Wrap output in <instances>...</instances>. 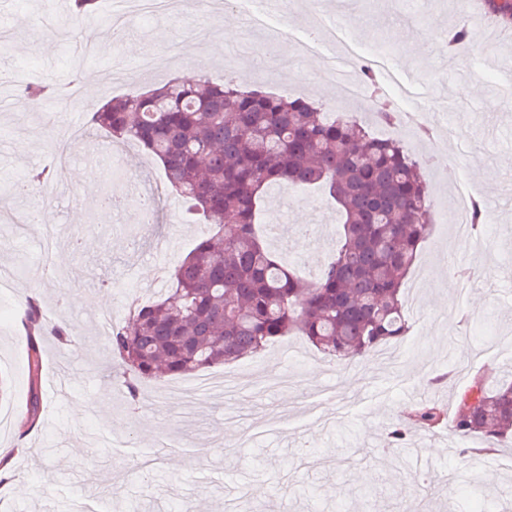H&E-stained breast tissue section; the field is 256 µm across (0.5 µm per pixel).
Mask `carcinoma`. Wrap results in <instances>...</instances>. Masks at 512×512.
<instances>
[{
	"instance_id": "carcinoma-1",
	"label": "carcinoma",
	"mask_w": 512,
	"mask_h": 512,
	"mask_svg": "<svg viewBox=\"0 0 512 512\" xmlns=\"http://www.w3.org/2000/svg\"><path fill=\"white\" fill-rule=\"evenodd\" d=\"M512 24V0H487ZM97 0H72L75 19L96 12ZM65 83L22 84L34 110L67 96ZM88 122L121 144L133 143L162 166L168 187L188 218L209 231L170 271V288L129 308L125 325L105 337L109 368L125 378L128 397L138 382L162 374L190 375L237 361L293 332L338 360L365 359L408 333L407 275L431 223L421 163L396 135L377 137L373 123L393 125L380 104L371 118L346 117L288 98L243 89L233 78L170 80L145 92L113 98L86 111ZM47 183L33 171L16 192ZM319 185L336 202L341 242L312 280L284 265L259 237L258 205L267 188ZM28 349V422L39 411L36 382L40 342L72 343L64 325L48 327L34 298L23 308ZM479 438L493 451L512 438V381L492 386L480 376L460 393L453 418L425 399L404 411L387 432L400 447L410 429Z\"/></svg>"
}]
</instances>
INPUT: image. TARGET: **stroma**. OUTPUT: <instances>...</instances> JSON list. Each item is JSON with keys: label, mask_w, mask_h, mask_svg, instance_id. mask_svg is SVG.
I'll use <instances>...</instances> for the list:
<instances>
[{"label": "stroma", "mask_w": 512, "mask_h": 512, "mask_svg": "<svg viewBox=\"0 0 512 512\" xmlns=\"http://www.w3.org/2000/svg\"><path fill=\"white\" fill-rule=\"evenodd\" d=\"M68 0H0V207L30 217L43 208L56 224L85 242L81 249H53L50 272H40L31 257L45 239L41 224L13 233L0 223V268L16 270L14 288L0 296V378L9 395L0 398L8 414L0 432V453H11V476L23 477L28 496L0 491V512H69L111 502L112 512H178L194 499L196 512H276L279 494L289 490L293 512H391L399 502L398 484L427 512H512V446L469 462L460 439L453 454L435 448L422 431L412 441L434 466L415 471L384 451L389 425L406 407L428 396L453 412L458 395L474 376L503 380L501 367L512 357V104L501 105L512 76V38L502 26L483 42L447 49L448 30L481 13L479 0H294L277 17L288 37L266 59L237 61L213 57L211 42L225 25L239 38L264 42V29L236 11L203 6L202 0L171 5L152 20L113 22L111 0L80 27L67 17ZM339 17L360 69L359 51L381 46L396 70L389 94L402 114L397 131L409 151L423 158L433 205V230L421 244L408 276L415 283L408 310L409 331L391 351L394 361H337L305 337L274 339L258 354L232 362V369L257 386L240 401L250 417L283 414L273 438L239 448L236 429L225 427V406L195 392L189 377L142 381L140 401L130 404L120 376L100 365L103 340L94 314L124 313L131 296L156 297L169 285L167 272L206 233L203 224L180 221L181 204L166 191L159 163L136 146L115 150L112 161L123 176L104 173L105 192L125 195L119 213L100 211L97 192L85 189L92 144L103 132L88 129L68 143L72 164L67 180L51 178L47 204L15 194L11 186L35 168L51 166L53 137L69 122L86 126L84 107L159 86L181 70L205 69L211 78L248 76L252 88L293 98L309 97L323 108L345 114L364 112L362 99L324 95L322 73L332 55L318 44L295 67L284 66L294 42L305 40L319 21ZM153 53L156 70L136 78L113 79L114 58L134 63ZM78 74L79 87L96 78L93 95L31 111L22 83ZM141 175L147 192L160 194L164 223L141 221L137 199L128 195V175ZM475 185L483 200L496 204L494 221L478 236L485 273L460 283L451 266L453 227L440 211L452 208L460 183ZM260 232L271 250L310 279L332 257L339 241L336 205L321 192L277 188L265 194ZM38 297L51 322L70 328L78 348L54 339L41 347L38 375L39 419L26 427L29 392L28 351L20 325L22 306ZM82 297V305L71 302ZM194 391L192 402L172 403L158 389ZM86 407L83 418L71 408ZM348 486V496L335 493Z\"/></svg>", "instance_id": "obj_1"}]
</instances>
